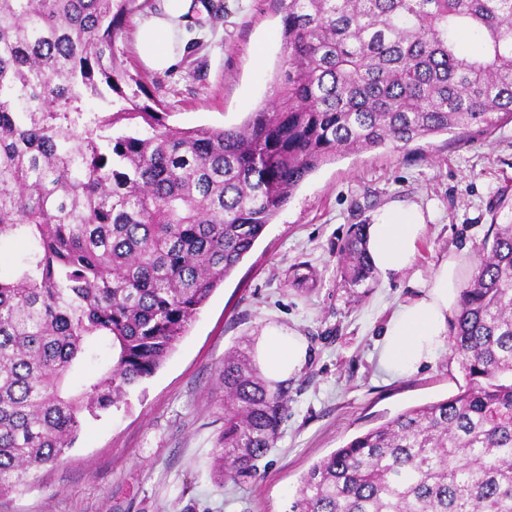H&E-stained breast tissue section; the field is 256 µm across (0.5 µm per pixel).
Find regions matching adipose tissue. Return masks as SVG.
Instances as JSON below:
<instances>
[{"mask_svg":"<svg viewBox=\"0 0 512 512\" xmlns=\"http://www.w3.org/2000/svg\"><path fill=\"white\" fill-rule=\"evenodd\" d=\"M192 0H164L160 14L147 21V36L140 55L145 65L162 72L175 67L174 21L186 14ZM427 226L414 205H391L366 228V249L383 278L411 269ZM464 264L456 253L440 258L427 278L415 282L416 293L397 305L390 315L378 347L377 361L388 376H412L433 363L448 347L450 321L458 307ZM255 358L263 375L278 382L298 374L307 361L303 337L278 330L267 331L255 344Z\"/></svg>","mask_w":512,"mask_h":512,"instance_id":"1","label":"adipose tissue"}]
</instances>
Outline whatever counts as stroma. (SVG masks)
Here are the masks:
<instances>
[{
  "instance_id": "stroma-1",
  "label": "stroma",
  "mask_w": 512,
  "mask_h": 512,
  "mask_svg": "<svg viewBox=\"0 0 512 512\" xmlns=\"http://www.w3.org/2000/svg\"><path fill=\"white\" fill-rule=\"evenodd\" d=\"M115 52L177 128L243 123L272 94L284 63L280 0H212L213 21L184 27L180 62L160 73L140 58L159 0H139ZM262 59H255V52ZM392 203L417 205L428 229L405 273L351 285L340 276L352 225ZM512 220V121L363 150L319 167L210 297L163 366L125 402L86 418L60 465L0 496V512H289L309 468L405 410L455 395L465 380L441 352L393 379L376 347L392 310L448 252L479 259ZM278 328L303 336L308 362L286 379L288 416L255 474L218 484L211 455L224 426L218 368Z\"/></svg>"
}]
</instances>
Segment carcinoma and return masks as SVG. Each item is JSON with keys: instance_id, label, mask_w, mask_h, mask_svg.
<instances>
[{"instance_id": "obj_1", "label": "carcinoma", "mask_w": 512, "mask_h": 512, "mask_svg": "<svg viewBox=\"0 0 512 512\" xmlns=\"http://www.w3.org/2000/svg\"><path fill=\"white\" fill-rule=\"evenodd\" d=\"M139 7L0 0V242L25 245L0 277V495L157 372L321 164L512 118V0H288V69L221 129L171 127L126 90L114 42ZM364 230L342 248L353 285L373 277ZM448 350L465 385L313 464L290 512H512V222L483 244ZM218 381L222 485L275 447L288 390L241 349Z\"/></svg>"}]
</instances>
